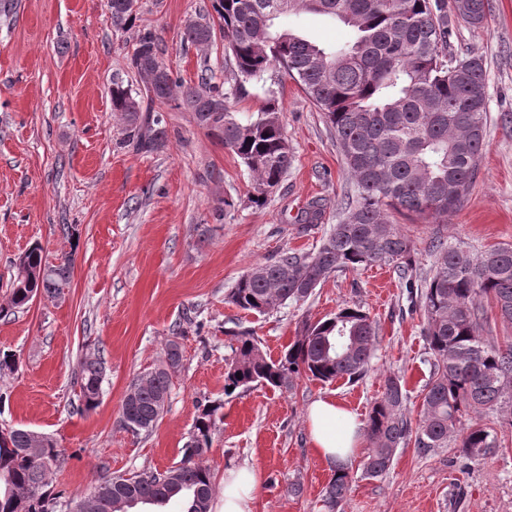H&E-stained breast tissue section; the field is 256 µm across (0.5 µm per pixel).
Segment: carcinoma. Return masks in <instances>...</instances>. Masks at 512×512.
<instances>
[{"instance_id":"obj_1","label":"carcinoma","mask_w":512,"mask_h":512,"mask_svg":"<svg viewBox=\"0 0 512 512\" xmlns=\"http://www.w3.org/2000/svg\"><path fill=\"white\" fill-rule=\"evenodd\" d=\"M230 53L231 81L226 89L207 74L186 85L164 64L158 36H138L127 65L145 80L138 90L115 82L112 111L127 122L126 135L136 149L152 153L168 133L156 101L194 113L199 126L221 138L247 168L254 193L263 205L292 165L293 153L283 133L282 108L268 98L255 118L237 121L230 99L245 84L280 68L312 99L336 139L349 177L342 215L313 253H288L273 263L258 264L243 274L228 294L237 308L255 315L307 299L331 274L360 267L388 265L408 283L409 304L420 308L433 361L423 389L421 417L412 424L405 414L406 390L396 377L385 379L382 395L366 419L370 442L363 472L379 477L391 467L397 448L414 440L419 448H442L454 440L463 456L483 458L499 447L497 435L477 422L512 402V343L482 334L485 302L491 301L504 323L512 324V246L480 254L434 239L430 271L418 280L410 239L388 219L396 210L440 222L468 195L487 148L485 126L486 69L482 58L468 56L461 65L448 60L452 12L473 27L487 17L486 0H212ZM317 14L349 27L341 45H320L279 20ZM135 20L130 0H112V24L125 28ZM210 15L190 20L184 41L210 45ZM16 278L0 315L27 305L36 295L57 297L70 285L72 258L47 260L35 245L18 257ZM378 340L368 312L344 304L333 316L314 323L288 345L276 361L267 357L248 331L231 338L233 358L224 387L235 390L258 382L291 389L305 376L322 382L355 380L371 365ZM132 385L124 398L122 419H134L148 432L159 419L158 402L169 395L176 352ZM103 361L95 353L81 361L78 383L82 409L100 404ZM221 404H197L190 440L178 465L159 472L144 470L103 481L111 495L93 512H111L116 498L131 502L128 512L171 502L181 512H210L213 475L200 457L211 445ZM28 429H17L11 445L0 444V512H70L73 500L54 491L52 480L24 453L32 446ZM352 488L345 463L338 464L325 487L324 506L337 512Z\"/></svg>"}]
</instances>
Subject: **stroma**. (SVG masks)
Listing matches in <instances>:
<instances>
[{"instance_id": "1", "label": "stroma", "mask_w": 512, "mask_h": 512, "mask_svg": "<svg viewBox=\"0 0 512 512\" xmlns=\"http://www.w3.org/2000/svg\"><path fill=\"white\" fill-rule=\"evenodd\" d=\"M210 9L211 0H137L136 20L123 30L107 0H13L0 14V303L16 276L14 259L29 246L51 260L70 253L74 264L64 300L39 296L0 318V354L18 363L0 377V428L53 436L65 458L53 483L77 499L112 476L179 462L197 402L216 400L222 407L203 455L216 490L225 471L251 463L262 477L255 512H327L322 492L332 472L311 448L308 407L333 397L365 420L392 376L407 391V417L418 419L430 371L425 320L389 266L335 273L304 302L260 317L228 303L254 265L317 249L339 218L348 175L322 112L275 69L230 102L241 121L268 94L282 103L294 160L265 205L251 203L241 160L192 112L158 104L165 147L143 154L128 143L111 88L117 79L142 86L127 66L140 30L157 34L163 61L186 83L197 84L204 70L215 83L227 79L222 32L201 49L182 40L186 21ZM471 53L483 58L488 102V148L473 187L441 223L390 215L410 237L422 274L433 262V238L476 252L512 244V0H490L483 26L452 20L449 56ZM311 220L315 229L302 231ZM67 225L74 239L65 237ZM346 303L363 306L378 326L361 378L303 377L289 391L258 384L225 395L229 332L252 330L276 359L307 325ZM173 339L183 357L164 411L152 430L133 433L122 401L135 379L163 363ZM94 350L104 360L102 397L79 413L78 371ZM482 422L500 442L493 454L465 459L453 444L423 450L411 442L376 478L362 470L369 442L361 440L348 461L354 480L343 512H512V404ZM295 483L301 493L292 492Z\"/></svg>"}]
</instances>
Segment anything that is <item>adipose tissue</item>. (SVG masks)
<instances>
[{
    "label": "adipose tissue",
    "instance_id": "obj_1",
    "mask_svg": "<svg viewBox=\"0 0 512 512\" xmlns=\"http://www.w3.org/2000/svg\"><path fill=\"white\" fill-rule=\"evenodd\" d=\"M306 420L314 453L328 465L346 461L357 451L356 416L332 397L315 400ZM259 487V470L244 464L224 476L223 504L219 512H253Z\"/></svg>",
    "mask_w": 512,
    "mask_h": 512
}]
</instances>
